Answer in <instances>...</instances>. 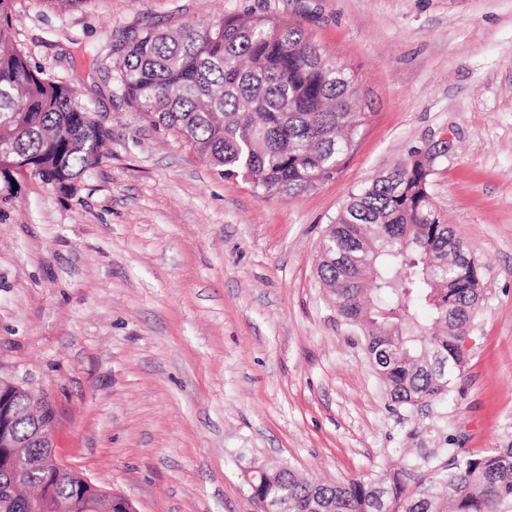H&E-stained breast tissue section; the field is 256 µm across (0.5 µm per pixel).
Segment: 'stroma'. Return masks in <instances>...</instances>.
I'll return each mask as SVG.
<instances>
[{"label":"stroma","instance_id":"stroma-1","mask_svg":"<svg viewBox=\"0 0 512 512\" xmlns=\"http://www.w3.org/2000/svg\"><path fill=\"white\" fill-rule=\"evenodd\" d=\"M31 63L108 132L67 196L0 174V375L44 397L58 452L137 512H259L239 456L334 481L512 437V0H13ZM299 25L370 114L340 170L268 196L121 94L113 53L222 16ZM447 142L430 193L483 267L451 398L393 405L317 274L351 194Z\"/></svg>","mask_w":512,"mask_h":512}]
</instances>
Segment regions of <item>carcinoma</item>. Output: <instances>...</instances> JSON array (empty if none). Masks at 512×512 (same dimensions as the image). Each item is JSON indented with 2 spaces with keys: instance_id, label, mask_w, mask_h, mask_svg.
<instances>
[{
  "instance_id": "obj_1",
  "label": "carcinoma",
  "mask_w": 512,
  "mask_h": 512,
  "mask_svg": "<svg viewBox=\"0 0 512 512\" xmlns=\"http://www.w3.org/2000/svg\"><path fill=\"white\" fill-rule=\"evenodd\" d=\"M11 2L0 0V170L24 167L73 193L102 161L108 132L69 83L13 43ZM113 67L122 95L147 119L270 196H298L332 178L368 119L345 66L324 59L298 25L262 17L145 30ZM419 154L351 195L326 240L336 262L317 268L397 406L451 395L458 344L481 305V264L443 222ZM7 463L1 456L0 504L28 512L8 493ZM238 463L251 491L285 512H512L511 442L485 453L452 449L426 470L409 457L393 471L336 483L306 480L284 463Z\"/></svg>"
}]
</instances>
